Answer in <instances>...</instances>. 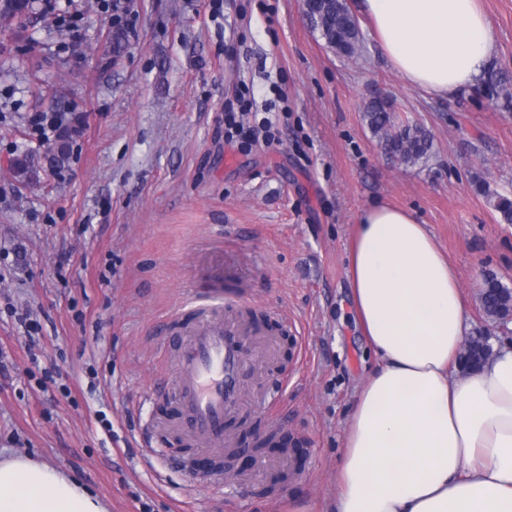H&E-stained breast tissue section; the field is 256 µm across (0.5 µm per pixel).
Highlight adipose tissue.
<instances>
[{
	"instance_id": "ef3b65f1",
	"label": "adipose tissue",
	"mask_w": 512,
	"mask_h": 512,
	"mask_svg": "<svg viewBox=\"0 0 512 512\" xmlns=\"http://www.w3.org/2000/svg\"><path fill=\"white\" fill-rule=\"evenodd\" d=\"M392 66L438 97L473 85L497 32L480 0H363ZM352 312L376 366L358 389L331 512H512V344L458 376L456 269L406 209L366 207L349 248ZM0 512H108L75 479L0 455Z\"/></svg>"
}]
</instances>
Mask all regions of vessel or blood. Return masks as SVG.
<instances>
[{"mask_svg": "<svg viewBox=\"0 0 512 512\" xmlns=\"http://www.w3.org/2000/svg\"><path fill=\"white\" fill-rule=\"evenodd\" d=\"M243 294L207 300L198 311L203 320L177 357L175 396L191 438L222 446L228 418L242 414L239 377L250 355L247 329L238 320L249 307Z\"/></svg>", "mask_w": 512, "mask_h": 512, "instance_id": "vessel-or-blood-1", "label": "vessel or blood"}]
</instances>
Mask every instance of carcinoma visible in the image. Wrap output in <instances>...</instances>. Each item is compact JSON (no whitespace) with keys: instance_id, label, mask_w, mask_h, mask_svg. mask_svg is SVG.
Here are the masks:
<instances>
[{"instance_id":"cac0c4a2","label":"carcinoma","mask_w":512,"mask_h":512,"mask_svg":"<svg viewBox=\"0 0 512 512\" xmlns=\"http://www.w3.org/2000/svg\"><path fill=\"white\" fill-rule=\"evenodd\" d=\"M312 30L320 33L327 47L338 54L350 56L355 53L361 32L355 16L349 11L345 0H307ZM34 0H0V23L5 26H20L33 11ZM363 120L373 135L379 137L385 149L405 165H415L430 155L432 139L429 132L417 124L397 125L393 120L391 106L385 100H374L364 109ZM44 151L51 152L50 167L62 168L70 158V142L62 127H57L55 138L48 141ZM495 211L504 221L512 223V197L482 188ZM483 288L488 293L482 296L485 314L497 317L498 311L512 301V291L489 276Z\"/></svg>"}]
</instances>
